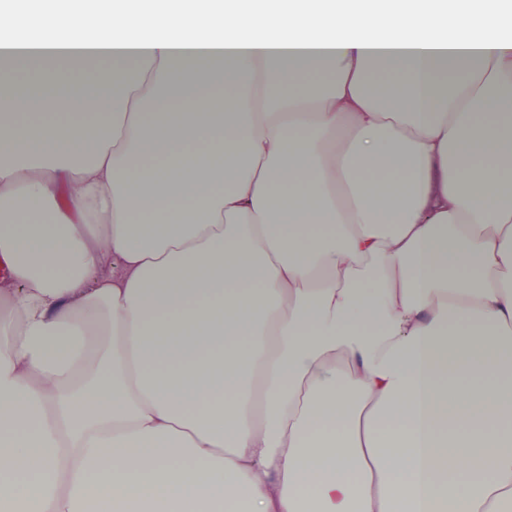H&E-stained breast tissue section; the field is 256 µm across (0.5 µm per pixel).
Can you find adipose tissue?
I'll use <instances>...</instances> for the list:
<instances>
[{"mask_svg":"<svg viewBox=\"0 0 512 512\" xmlns=\"http://www.w3.org/2000/svg\"><path fill=\"white\" fill-rule=\"evenodd\" d=\"M0 259V512H505L512 9L17 0ZM95 70L96 80L93 83L90 82L94 80V75L76 68L66 70L62 75L78 90H88L92 86H107L112 81V64L102 63Z\"/></svg>","mask_w":512,"mask_h":512,"instance_id":"ef3b65f1","label":"adipose tissue"}]
</instances>
